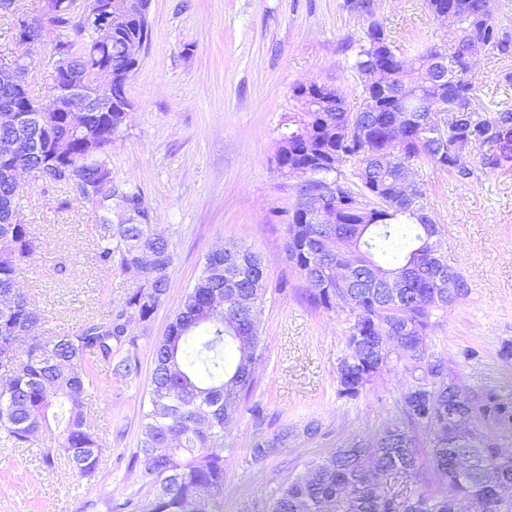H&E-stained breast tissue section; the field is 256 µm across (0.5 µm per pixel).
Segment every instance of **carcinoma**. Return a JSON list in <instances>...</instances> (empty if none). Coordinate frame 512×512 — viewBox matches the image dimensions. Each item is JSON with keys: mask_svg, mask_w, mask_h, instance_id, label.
I'll use <instances>...</instances> for the list:
<instances>
[{"mask_svg": "<svg viewBox=\"0 0 512 512\" xmlns=\"http://www.w3.org/2000/svg\"><path fill=\"white\" fill-rule=\"evenodd\" d=\"M75 0H55L56 10L31 21L18 20V36L26 28L45 24L68 28L53 49V58L72 59V75L87 80L100 69L112 71L120 84L112 99V111L89 116L83 133L76 134L60 111L58 99L49 95L44 105L18 112L27 126L39 131L38 151L24 158L0 156V215L17 213L21 186L6 172L30 165L65 175L63 184L100 212L90 236L96 261L104 269L116 266L139 271L136 287L101 320H90L75 329L47 332L45 317L18 288L21 273L36 253L30 225L0 223V356L11 354L17 367L0 374V440L21 447L39 432L60 428V449L80 479L95 477L105 441L95 432L87 415V401L99 391L101 368L124 381L140 375L138 337L133 321L146 324L165 303L171 288L174 263L171 237L154 224H112V207L145 216L139 193L112 182L110 148L122 133L129 101L126 85L134 64L125 54L132 38L149 41L150 0H89L106 4L115 24L112 42L92 41L89 12L73 16ZM469 8L456 21L457 39L477 41L485 49L512 55V27L497 16L496 0H468ZM390 31L377 19L368 24L357 42L353 68L366 71L372 53L392 48ZM440 52L436 45L420 44L413 57L396 65L392 84L383 94L377 112L359 115L369 128L366 136L353 134L354 113L345 96L324 83L296 86L297 102L308 99L315 109L298 108L284 116L276 159L280 172L299 173L298 193L311 199L336 196L334 223L313 224L309 212L295 208L288 224V256L307 283L310 302L327 311L338 308L324 282L306 278L305 269L316 260L314 244L328 280L343 272L354 281L376 273L384 281L404 285L401 305L389 307L382 288H357L353 304L345 308L349 323L347 353L337 367V396L355 400L374 383L372 370L385 354V345L398 341L399 329L409 336H424L434 310L448 308V289L435 283V268L448 264L441 252L444 227L431 215L424 194L397 195L401 168L419 162L436 165L460 183L477 172L471 159L457 164L460 139L490 144L495 151L481 160L485 168L512 167V110L491 119L480 116L476 87L467 78L469 68L452 60L448 79L455 83L470 125L437 140L423 124V115L410 111L418 100L438 95L429 62ZM402 116L395 122L393 117ZM383 164L369 178L362 166L375 153ZM353 161L350 173L336 166V155ZM266 288L261 254L250 247L232 245L229 252L210 251L202 273L182 298L167 333L152 348L153 369L140 403L141 439L128 472L138 468L149 479L150 497L141 488L125 487L121 503L103 500L105 512L134 508L140 512H224V441L229 424L252 391L253 369L263 357L260 347L259 305ZM227 293L232 303L224 313L209 307L211 297ZM34 335H28L29 330ZM25 342L24 356L17 354ZM415 385L401 397V415L387 423L372 440L353 438L312 462L322 465L317 482L304 472L275 491L271 512H448V489L460 498L486 494L485 474L499 450L479 436L448 442V401L437 400L438 377L445 360L423 347L410 352ZM59 410L51 411L53 405ZM500 418L509 416L507 403L490 398L477 412ZM293 428L284 424L254 441L250 457L259 463L287 445ZM178 442H169L171 436ZM468 452L474 458L470 476L451 474L449 455ZM430 467L448 479V488L436 493L418 487L400 501L382 483L366 477L369 469L411 481Z\"/></svg>", "mask_w": 512, "mask_h": 512, "instance_id": "obj_1", "label": "carcinoma"}]
</instances>
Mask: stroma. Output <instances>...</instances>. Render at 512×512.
Segmentation results:
<instances>
[{
	"mask_svg": "<svg viewBox=\"0 0 512 512\" xmlns=\"http://www.w3.org/2000/svg\"><path fill=\"white\" fill-rule=\"evenodd\" d=\"M45 0L0 7V60L20 55L18 19L41 17ZM375 12L404 49L444 46L448 21L425 0H375ZM151 39L127 87L132 107L114 139L112 179L140 192L145 221L168 230L174 246L171 288L139 337L141 371L97 392L87 411L109 446L92 480L75 476L51 428L17 448L0 442V512H86V502L122 501L128 463L140 440V403L153 369L151 347L164 336L181 300L196 284L207 253L242 242L265 262L260 305L264 359L255 367L248 408L225 440L224 512H269L279 484L350 439L374 436L396 418L414 384L407 352L392 353L382 375L357 401L336 395V369L347 348V315L313 307L306 283L288 260L287 225L297 204L296 182L276 161L279 124L294 111L292 88L318 81L335 86L350 108L361 103L352 70L354 45L367 22L346 0H152ZM512 57H476L471 76L481 106L512 108V86L500 82ZM412 178L445 224L442 251L468 284L447 310L434 311L426 344L444 356L450 377L475 403L488 396L512 402V168L479 169L461 184L427 164ZM19 222L31 225L37 253L21 279L44 311L46 330H68L84 318L106 317L135 286L132 274L97 266L87 233L98 213L62 184L22 177ZM76 263L72 277L58 262ZM265 417L256 428L251 405ZM318 421L321 434L299 431L273 457L253 463L259 431Z\"/></svg>",
	"mask_w": 512,
	"mask_h": 512,
	"instance_id": "stroma-1",
	"label": "stroma"
}]
</instances>
